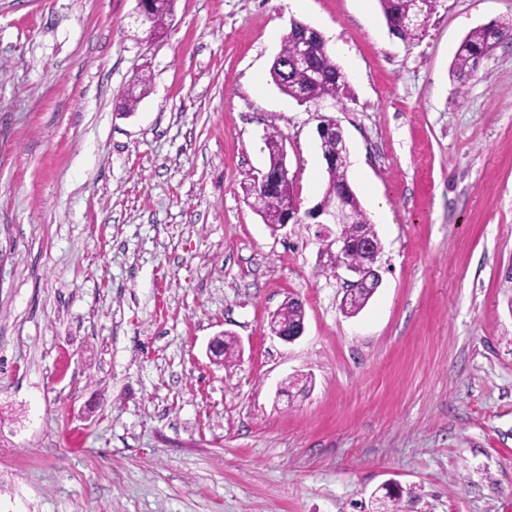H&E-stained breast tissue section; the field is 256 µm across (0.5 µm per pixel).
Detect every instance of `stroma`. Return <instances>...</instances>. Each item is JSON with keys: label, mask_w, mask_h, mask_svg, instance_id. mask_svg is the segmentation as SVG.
<instances>
[{"label": "stroma", "mask_w": 512, "mask_h": 512, "mask_svg": "<svg viewBox=\"0 0 512 512\" xmlns=\"http://www.w3.org/2000/svg\"><path fill=\"white\" fill-rule=\"evenodd\" d=\"M137 8L0 0V512H375L389 482L512 512V45L450 73L512 0H437L413 42L378 0H176L153 40ZM295 19L334 32L349 182L392 217L351 318L316 226L242 189L273 128L301 209L326 186L319 112L269 74ZM512 42V27L491 24L470 31L462 40L452 64L451 75L457 94H464V87L478 69V62L501 43ZM273 319L279 327L294 330L304 322V308L299 300L289 299L274 313Z\"/></svg>", "instance_id": "obj_1"}]
</instances>
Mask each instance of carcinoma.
I'll list each match as a JSON object with an SVG mask.
<instances>
[{"mask_svg":"<svg viewBox=\"0 0 512 512\" xmlns=\"http://www.w3.org/2000/svg\"><path fill=\"white\" fill-rule=\"evenodd\" d=\"M175 0H148L149 13L148 34L157 37L164 33L166 21L172 15ZM386 24L392 35L404 40L414 41L424 29L409 22L416 10V0H379ZM307 33L311 36L310 50L305 64L298 66L293 62V44L295 39ZM512 42V27L491 24L470 31L462 40L452 64L451 75L457 83V94H464V87L478 69V62L501 43ZM271 77L279 89L296 101H329L337 106L343 105L346 79L328 53L324 38L308 25L294 20L289 32L284 36L282 47L275 58ZM137 86L140 90H131L122 97L121 109L131 112L142 96L147 92L149 79L141 77ZM283 140L277 129H272L265 137L269 165L266 169L272 186L267 190L257 191L249 185L245 188L248 196L257 197V212L264 223L272 229L285 223L283 201L294 198L293 179L280 175L281 149ZM322 157L326 162L327 185L321 200L314 205L317 210L332 211L336 202L343 200L352 220L349 235L364 232L371 241H378V235L367 213L348 181V164L336 160V138L320 139ZM377 249L370 251L354 249L340 255L358 266L372 267L377 262ZM276 324L288 330L298 328L305 319L304 308L300 301L292 298L284 303L273 315Z\"/></svg>","mask_w":512,"mask_h":512,"instance_id":"carcinoma-1","label":"carcinoma"}]
</instances>
